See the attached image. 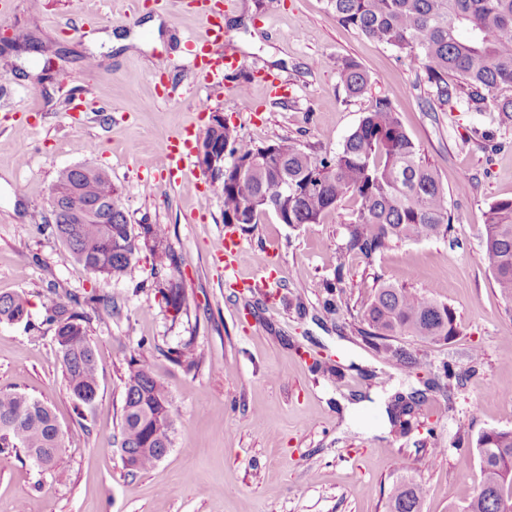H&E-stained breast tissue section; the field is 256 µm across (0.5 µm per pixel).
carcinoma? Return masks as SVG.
Returning a JSON list of instances; mask_svg holds the SVG:
<instances>
[{"label": "carcinoma", "instance_id": "cac0c4a2", "mask_svg": "<svg viewBox=\"0 0 512 512\" xmlns=\"http://www.w3.org/2000/svg\"><path fill=\"white\" fill-rule=\"evenodd\" d=\"M336 20L391 47L408 66L424 74L425 102L456 103L469 112L498 113L512 122V97L493 93L512 87V0H326ZM337 76L354 96L367 90L369 76L354 60L338 64ZM203 140L222 142L233 158L224 181L215 184L224 197V223L257 224L261 217L296 228L321 224L347 199L359 204L348 225L346 251L372 260L399 241L444 238L453 217L447 192L423 151L404 132L386 98L374 101L358 127L334 155L312 156L295 142L281 139L267 146L243 140L236 128L206 127ZM247 167L243 177L238 170ZM53 185L65 191L64 209L50 228L66 244L65 263L75 262L104 279L121 280L141 248L152 253L158 293L180 314L185 294L180 284L160 277L174 265L167 230L160 224H129L123 197L127 188L110 176L80 165L57 172ZM484 261L501 295L512 302V198L491 204L483 245ZM343 264L324 284V307L336 310ZM90 297L81 302L48 299L47 322L54 329L67 388L78 408L98 395L96 353L88 339L83 305H107ZM28 300L20 293L0 294V323L28 321ZM361 335L389 353L386 341L412 336L449 341L457 334L454 311L425 292L382 284L363 307ZM169 359L190 371L200 356L188 340L168 351ZM174 416L165 384L150 367L130 360L124 379L120 450L132 463L130 473L153 467L172 447ZM64 446V433L51 409L21 392L0 391V450L23 452L37 465L51 467ZM483 479L461 512H506L512 507V429H491L476 440ZM388 512H422L420 484L407 478L388 501Z\"/></svg>", "mask_w": 512, "mask_h": 512}]
</instances>
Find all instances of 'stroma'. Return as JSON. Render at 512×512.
Wrapping results in <instances>:
<instances>
[{
	"mask_svg": "<svg viewBox=\"0 0 512 512\" xmlns=\"http://www.w3.org/2000/svg\"><path fill=\"white\" fill-rule=\"evenodd\" d=\"M202 29L188 0L152 9L136 0H11L0 16V43L23 33L36 45L0 75V294L29 301L28 323H0V390L45 403L65 435L49 469L0 452V512L20 504L26 512H387L409 475L422 485V512H457L482 480L476 439L512 429V302L483 259L486 213L512 198V123L494 112L428 110L421 73L339 23L325 0H236L224 15L223 49L239 66L221 86L186 60V39ZM160 55L176 88L168 101L152 75ZM346 58L370 78L357 97L336 75ZM245 83L248 99L230 93ZM379 97L437 170L450 237L397 242L368 261L345 250L354 201L296 229L270 214L235 230L237 271L252 285L228 287L213 255L227 230L224 199L198 166L179 183L155 170L168 140L191 124L205 130L217 110L254 144L290 139L332 155ZM77 165L133 185L130 224L167 227L177 260L168 276L186 294L180 315L157 291L149 251L119 282L60 262L48 191L58 170ZM339 264L343 292L331 313L323 282ZM384 283L429 292L456 316L450 341L391 338L417 358L411 374L359 333L362 302ZM55 295L111 300L89 314L99 391L83 410L44 322ZM189 338L201 362L188 372L166 352ZM133 357L165 383L175 419L168 454L135 474L119 449ZM445 362L455 376L443 390ZM414 392L408 430L383 419L381 405ZM372 394L378 406L346 415L343 401Z\"/></svg>",
	"mask_w": 512,
	"mask_h": 512,
	"instance_id": "35a3bbf8",
	"label": "stroma"
}]
</instances>
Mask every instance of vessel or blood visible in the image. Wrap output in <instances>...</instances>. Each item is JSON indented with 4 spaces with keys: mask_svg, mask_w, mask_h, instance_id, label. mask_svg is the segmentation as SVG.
<instances>
[{
    "mask_svg": "<svg viewBox=\"0 0 512 512\" xmlns=\"http://www.w3.org/2000/svg\"><path fill=\"white\" fill-rule=\"evenodd\" d=\"M198 3L203 17L204 34L189 41L193 49L190 64L205 81H220L226 72L236 68L237 60L230 54L212 57L209 46L223 41L224 13L231 9L233 0H198ZM194 134V129H185L178 139L168 144L156 159V168L174 180H182L191 160ZM239 247V241L228 234L214 250L215 257L223 261L226 281L233 288H245L249 285L248 280L240 278L235 267V256Z\"/></svg>",
    "mask_w": 512,
    "mask_h": 512,
    "instance_id": "vessel-or-blood-1",
    "label": "vessel or blood"
}]
</instances>
